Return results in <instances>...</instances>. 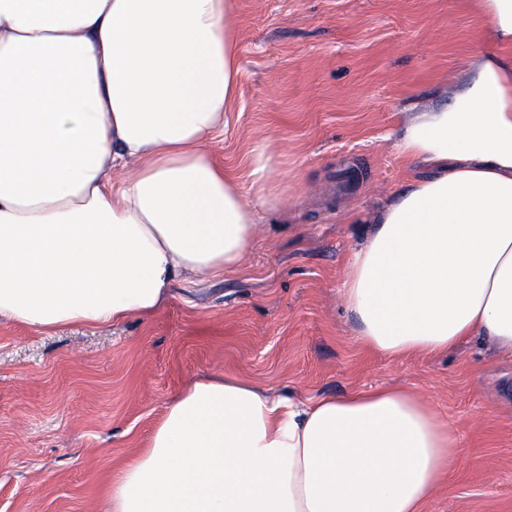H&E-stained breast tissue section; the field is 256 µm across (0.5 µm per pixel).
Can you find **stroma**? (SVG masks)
<instances>
[{
    "mask_svg": "<svg viewBox=\"0 0 512 512\" xmlns=\"http://www.w3.org/2000/svg\"><path fill=\"white\" fill-rule=\"evenodd\" d=\"M241 75L215 158L249 186L274 140L282 202L237 269L174 283L153 317L35 330L0 319V512H107L111 474L194 377L302 397L394 386L425 396L463 461L425 512H512V361L476 339L393 360L339 301L374 215L419 175L409 113L453 92L486 47L472 0H236Z\"/></svg>",
    "mask_w": 512,
    "mask_h": 512,
    "instance_id": "35a3bbf8",
    "label": "stroma"
}]
</instances>
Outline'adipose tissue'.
Returning a JSON list of instances; mask_svg holds the SVG:
<instances>
[{
  "instance_id": "1",
  "label": "adipose tissue",
  "mask_w": 512,
  "mask_h": 512,
  "mask_svg": "<svg viewBox=\"0 0 512 512\" xmlns=\"http://www.w3.org/2000/svg\"><path fill=\"white\" fill-rule=\"evenodd\" d=\"M451 101L396 144L424 176L374 217L341 301L393 359L471 338L512 357V0ZM235 0H0V318L41 330L147 319L178 279L241 266L280 201L211 145L235 98ZM455 427L399 389L302 400L203 375L107 486L109 512H423Z\"/></svg>"
}]
</instances>
